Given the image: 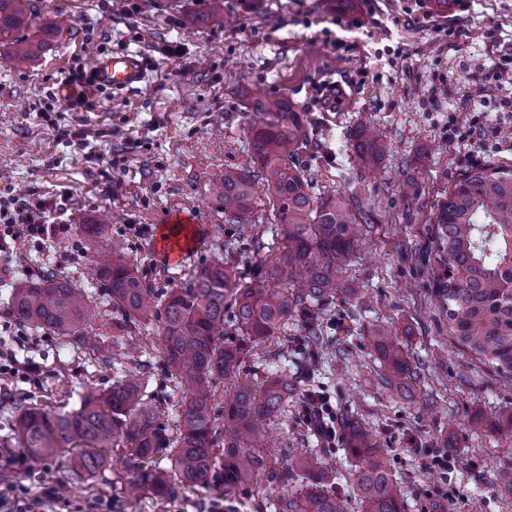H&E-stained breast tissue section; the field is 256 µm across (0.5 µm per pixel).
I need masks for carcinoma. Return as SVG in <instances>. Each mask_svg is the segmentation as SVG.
<instances>
[{"mask_svg":"<svg viewBox=\"0 0 512 512\" xmlns=\"http://www.w3.org/2000/svg\"><path fill=\"white\" fill-rule=\"evenodd\" d=\"M37 19L32 0H0V48H8L10 60H34L63 32L61 25H39ZM30 29L34 33L26 34ZM245 108L253 169L224 170L216 193L227 222L241 224L253 211L255 178L267 186L284 233L281 251L269 261V277L245 284L235 268L219 263L196 269L182 288L159 292L121 250L97 248L106 222L74 217L75 229L98 253L94 274L108 287L112 328L128 338L157 329L165 345L163 364L183 397L173 433L163 426L162 404L145 402L142 371L106 391H85L71 413L27 405L10 442L24 449L29 466L66 452L71 469L93 476L112 449L121 447L130 472L128 497L149 491L165 499L178 487L203 489L224 499L228 512H235L237 492L271 469L273 461L263 451L266 425L288 413L298 378L281 370L260 380L243 373L245 361L297 316L307 323L308 355L322 348L319 313L336 297L352 295L340 273L355 254L361 228L340 194L318 199L310 193L301 161L308 143L304 113L286 98L253 96ZM352 140L365 167L376 166L386 153V143L363 125ZM431 223L437 228L430 276L447 308L448 334L460 348L512 376V169L482 165L461 174ZM10 313L19 324L48 328L110 363L103 336L91 329L100 305L86 289L54 276L21 282L14 286ZM226 336L238 340L228 344ZM367 339L396 382L419 377L396 328L375 326ZM224 383L232 386L227 400ZM345 428L360 512H403L401 490L376 438L352 421ZM161 450L167 451L168 468L149 464ZM301 473V491H288ZM329 479L322 455L288 449L274 512H345Z\"/></svg>","mask_w":512,"mask_h":512,"instance_id":"carcinoma-1","label":"carcinoma"}]
</instances>
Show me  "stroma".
Here are the masks:
<instances>
[{"mask_svg": "<svg viewBox=\"0 0 512 512\" xmlns=\"http://www.w3.org/2000/svg\"><path fill=\"white\" fill-rule=\"evenodd\" d=\"M43 22L66 18L70 29L35 62L18 67L0 49V197L22 189L54 199L68 193L72 214L111 213L101 248L121 242L130 262L156 289L183 287L193 269L224 262L267 274L281 237L265 188H258L249 223L229 224L212 187L225 169H248L250 150L242 90L288 98L307 120L302 161L312 194L334 190L359 205L366 230L341 277L353 298L321 313L326 346L301 362L304 325L293 319L247 359L249 372L303 370L301 391L326 395L336 414L334 447L307 428L301 399L269 426L266 452L314 448L333 466L332 480L358 512L356 470L347 459L343 425L356 421L385 450L406 512H433L449 499L453 512H512V494L495 472L512 466V434L499 416L512 413V382L456 348L448 318L434 295L427 258L432 218L460 174L478 165L512 166V109L481 82L512 52V0H35ZM351 38L343 52L329 36ZM138 51L150 60L139 89H98L93 107L44 116L54 89L87 74L96 53ZM480 112L488 134L449 138L448 118ZM385 141L378 167L361 168L350 144L358 125ZM84 132L85 144L64 137ZM176 212L201 233L182 264L170 261L158 228ZM263 249H255V242ZM78 232L42 251L0 259V341L33 373L0 374V436L20 409H77L90 387L106 389L143 364L151 366L145 396L177 411L180 390L167 378L160 346L131 340L125 357L107 366L50 332L17 325L9 306L15 284L31 268L87 288L101 306L102 331L112 332L104 282L91 277ZM391 325L420 377L402 390L365 343V331ZM451 450L449 472L422 465L424 449ZM19 449L0 448V474L29 496L70 479L54 512H214V498L178 489L162 500L146 493L128 500L125 453L113 449L95 476H70L63 457L38 470L21 468Z\"/></svg>", "mask_w": 512, "mask_h": 512, "instance_id": "1", "label": "stroma"}]
</instances>
